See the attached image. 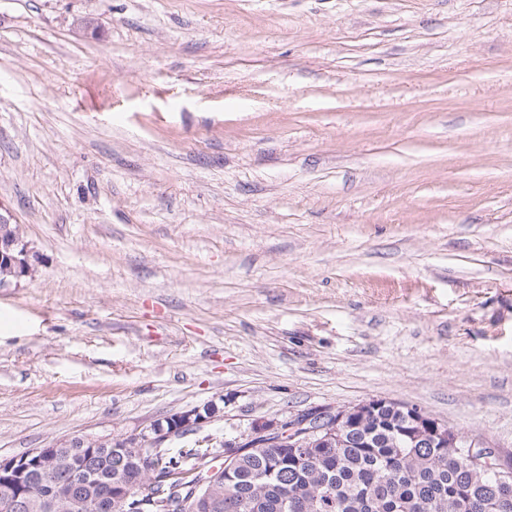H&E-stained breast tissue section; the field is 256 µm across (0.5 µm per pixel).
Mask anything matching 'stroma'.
I'll use <instances>...</instances> for the list:
<instances>
[{
	"label": "stroma",
	"instance_id": "1",
	"mask_svg": "<svg viewBox=\"0 0 512 512\" xmlns=\"http://www.w3.org/2000/svg\"><path fill=\"white\" fill-rule=\"evenodd\" d=\"M0 457L372 399L512 464V0H0ZM37 262L38 255L25 240L15 215L0 204V286L32 276Z\"/></svg>",
	"mask_w": 512,
	"mask_h": 512
}]
</instances>
